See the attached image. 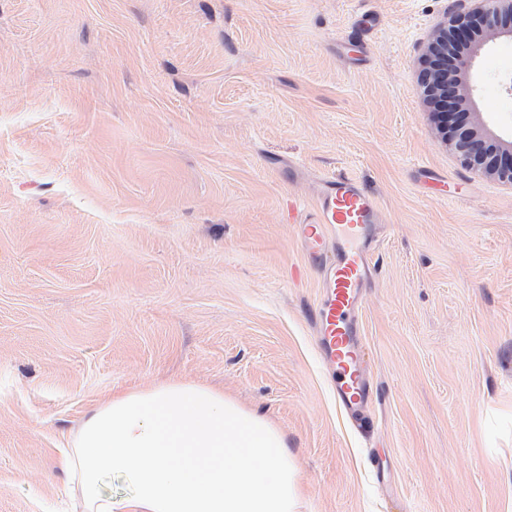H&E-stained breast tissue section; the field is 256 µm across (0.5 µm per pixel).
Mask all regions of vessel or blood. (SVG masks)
<instances>
[{
  "label": "vessel or blood",
  "mask_w": 512,
  "mask_h": 512,
  "mask_svg": "<svg viewBox=\"0 0 512 512\" xmlns=\"http://www.w3.org/2000/svg\"><path fill=\"white\" fill-rule=\"evenodd\" d=\"M380 218L376 198L358 181L341 175L323 182L314 217L296 221L306 260L320 276L314 317L319 354L337 404L353 415L364 411L372 398L361 358L360 316Z\"/></svg>",
  "instance_id": "vessel-or-blood-1"
}]
</instances>
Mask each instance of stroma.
I'll return each mask as SVG.
<instances>
[{
	"instance_id": "stroma-1",
	"label": "stroma",
	"mask_w": 512,
	"mask_h": 512,
	"mask_svg": "<svg viewBox=\"0 0 512 512\" xmlns=\"http://www.w3.org/2000/svg\"><path fill=\"white\" fill-rule=\"evenodd\" d=\"M469 7L0 0V512H68L84 415L172 379L277 427L310 512H512V185L463 163L420 81ZM467 54L466 122L512 151V38ZM340 174L383 217L357 425L291 222Z\"/></svg>"
}]
</instances>
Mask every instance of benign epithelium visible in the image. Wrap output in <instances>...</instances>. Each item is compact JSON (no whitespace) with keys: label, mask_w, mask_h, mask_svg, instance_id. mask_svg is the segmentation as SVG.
Here are the masks:
<instances>
[{"label":"benign epithelium","mask_w":512,"mask_h":512,"mask_svg":"<svg viewBox=\"0 0 512 512\" xmlns=\"http://www.w3.org/2000/svg\"><path fill=\"white\" fill-rule=\"evenodd\" d=\"M468 11L445 16L432 35L425 52L426 67L421 83L429 101L444 113L449 142L464 163L481 173H491L512 185V152H501L465 127L458 118L457 85L454 72L467 63L463 45L477 32L496 30L512 37V0H476Z\"/></svg>","instance_id":"benign-epithelium-1"}]
</instances>
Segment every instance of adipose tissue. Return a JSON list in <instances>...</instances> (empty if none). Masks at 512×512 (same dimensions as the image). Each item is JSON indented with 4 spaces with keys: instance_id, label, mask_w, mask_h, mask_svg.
<instances>
[{
    "instance_id": "adipose-tissue-1",
    "label": "adipose tissue",
    "mask_w": 512,
    "mask_h": 512,
    "mask_svg": "<svg viewBox=\"0 0 512 512\" xmlns=\"http://www.w3.org/2000/svg\"><path fill=\"white\" fill-rule=\"evenodd\" d=\"M60 469L80 512H303L281 432L222 391L170 381L112 394L83 419ZM112 475L130 494L105 491Z\"/></svg>"
}]
</instances>
